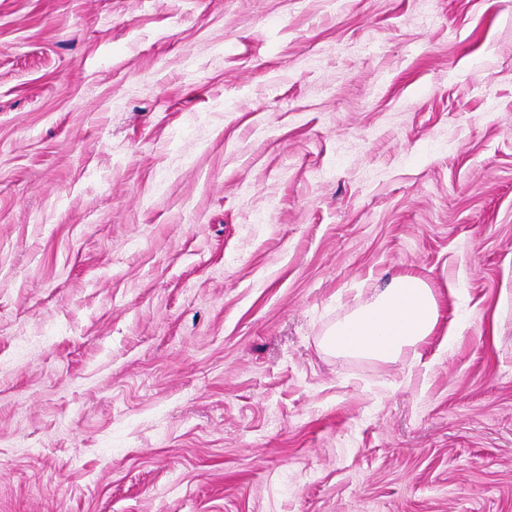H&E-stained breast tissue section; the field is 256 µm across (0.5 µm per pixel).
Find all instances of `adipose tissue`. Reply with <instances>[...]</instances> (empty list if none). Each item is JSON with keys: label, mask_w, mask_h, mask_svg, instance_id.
Returning <instances> with one entry per match:
<instances>
[{"label": "adipose tissue", "mask_w": 512, "mask_h": 512, "mask_svg": "<svg viewBox=\"0 0 512 512\" xmlns=\"http://www.w3.org/2000/svg\"><path fill=\"white\" fill-rule=\"evenodd\" d=\"M438 319L432 286L421 277L402 275L336 322L322 344L334 354L393 361L418 350L434 332Z\"/></svg>", "instance_id": "1"}]
</instances>
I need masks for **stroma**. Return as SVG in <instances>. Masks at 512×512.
Listing matches in <instances>:
<instances>
[{"label": "stroma", "instance_id": "stroma-1", "mask_svg": "<svg viewBox=\"0 0 512 512\" xmlns=\"http://www.w3.org/2000/svg\"><path fill=\"white\" fill-rule=\"evenodd\" d=\"M0 512H512V0H0ZM439 306L432 286L423 278L402 275L351 312L325 334L329 353L393 361L418 349L432 335Z\"/></svg>", "mask_w": 512, "mask_h": 512}]
</instances>
